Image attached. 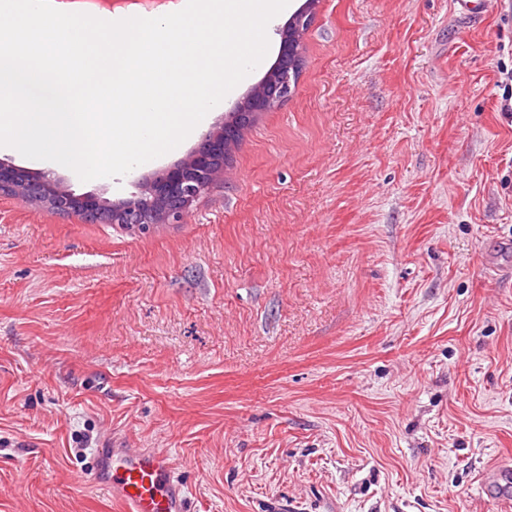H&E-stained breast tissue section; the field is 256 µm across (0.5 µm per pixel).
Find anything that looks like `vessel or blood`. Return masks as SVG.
<instances>
[{
	"instance_id": "1",
	"label": "vessel or blood",
	"mask_w": 512,
	"mask_h": 512,
	"mask_svg": "<svg viewBox=\"0 0 512 512\" xmlns=\"http://www.w3.org/2000/svg\"><path fill=\"white\" fill-rule=\"evenodd\" d=\"M93 474L125 512H186L183 485L174 477V462L165 452L134 448L99 449ZM485 488L496 495L512 492V464L492 466Z\"/></svg>"
}]
</instances>
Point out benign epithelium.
I'll list each match as a JSON object with an SVG mask.
<instances>
[{
	"label": "benign epithelium",
	"instance_id": "1",
	"mask_svg": "<svg viewBox=\"0 0 512 512\" xmlns=\"http://www.w3.org/2000/svg\"><path fill=\"white\" fill-rule=\"evenodd\" d=\"M288 48H283L274 66L237 106L238 112H267L290 97L296 85L288 81ZM241 125L225 121L208 133L183 160L157 176L135 184L130 197L106 210L104 201L92 194L76 195L46 173L30 172L0 160V192L50 213L82 222L104 217L109 224H175L184 213L208 194L224 167V152L234 149Z\"/></svg>",
	"mask_w": 512,
	"mask_h": 512
}]
</instances>
